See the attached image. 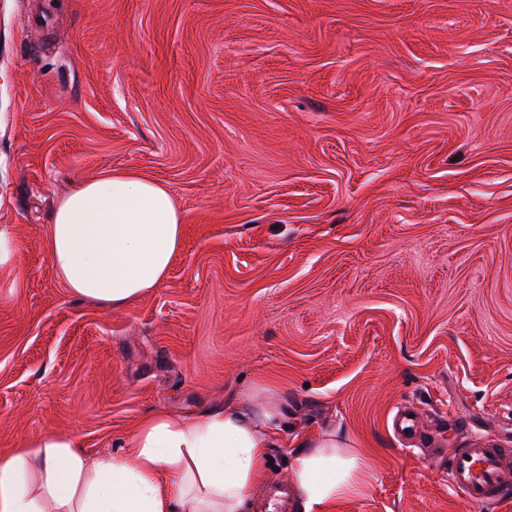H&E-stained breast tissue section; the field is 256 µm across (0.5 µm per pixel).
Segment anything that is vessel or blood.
Segmentation results:
<instances>
[{
  "instance_id": "vessel-or-blood-1",
  "label": "vessel or blood",
  "mask_w": 512,
  "mask_h": 512,
  "mask_svg": "<svg viewBox=\"0 0 512 512\" xmlns=\"http://www.w3.org/2000/svg\"><path fill=\"white\" fill-rule=\"evenodd\" d=\"M449 481L472 504L495 507L512 501V448L477 441L455 451Z\"/></svg>"
}]
</instances>
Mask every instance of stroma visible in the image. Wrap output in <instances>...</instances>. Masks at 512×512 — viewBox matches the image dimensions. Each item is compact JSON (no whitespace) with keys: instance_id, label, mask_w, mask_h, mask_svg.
<instances>
[{"instance_id":"stroma-1","label":"stroma","mask_w":512,"mask_h":512,"mask_svg":"<svg viewBox=\"0 0 512 512\" xmlns=\"http://www.w3.org/2000/svg\"><path fill=\"white\" fill-rule=\"evenodd\" d=\"M112 170L185 224L119 310L43 246ZM0 224V455L56 433L118 457L147 412L271 390L250 512L294 492L301 431L372 465L332 512H487L448 458L512 448V0H0ZM16 260V242L11 225L0 224V271L12 272Z\"/></svg>"}]
</instances>
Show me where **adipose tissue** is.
I'll return each instance as SVG.
<instances>
[{
    "mask_svg": "<svg viewBox=\"0 0 512 512\" xmlns=\"http://www.w3.org/2000/svg\"><path fill=\"white\" fill-rule=\"evenodd\" d=\"M183 232L165 185L112 171L56 202L44 248L72 295L118 308L166 277ZM281 418L272 394L193 416L156 411L136 425L121 457L92 466L71 438L23 444L0 456V512H246ZM299 446L295 512H328L363 493L369 464L338 438L304 435Z\"/></svg>",
    "mask_w": 512,
    "mask_h": 512,
    "instance_id": "adipose-tissue-1",
    "label": "adipose tissue"
}]
</instances>
